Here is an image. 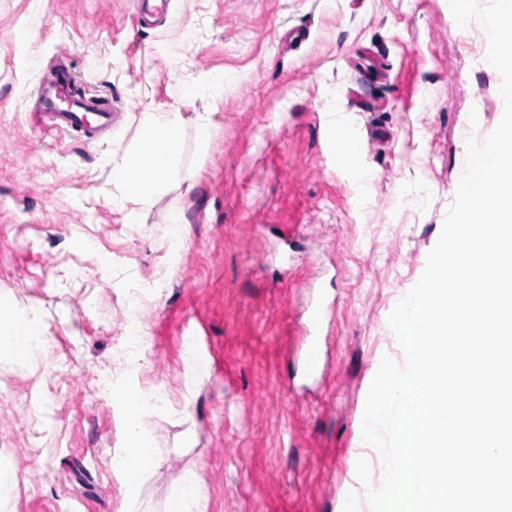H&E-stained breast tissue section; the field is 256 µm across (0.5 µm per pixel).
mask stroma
<instances>
[{
	"label": "stroma",
	"instance_id": "obj_1",
	"mask_svg": "<svg viewBox=\"0 0 512 512\" xmlns=\"http://www.w3.org/2000/svg\"><path fill=\"white\" fill-rule=\"evenodd\" d=\"M137 14L136 0H0V312L45 327L27 362L0 344V469L14 481L0 512H123L127 422L95 391L103 373L172 397L174 413L145 423L160 456L145 512L190 467L206 512H370L356 462L376 481L384 461L362 439L366 397L383 356L405 361L388 318L425 269L468 140L504 113L485 31L459 27L448 0H169L145 27ZM62 52L86 94L124 113L94 142L32 127ZM218 72L217 107L184 95L183 79ZM150 110L179 114L184 147L169 198L132 226L110 171ZM207 111L218 134L203 151ZM173 200L186 218L174 265L161 222ZM136 286L153 291L136 311L139 374L121 361ZM187 336L197 359L221 358L195 383ZM313 339L309 372L298 351Z\"/></svg>",
	"mask_w": 512,
	"mask_h": 512
}]
</instances>
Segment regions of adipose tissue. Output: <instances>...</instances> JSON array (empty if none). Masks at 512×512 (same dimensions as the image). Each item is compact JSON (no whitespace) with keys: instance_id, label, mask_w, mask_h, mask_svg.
Returning <instances> with one entry per match:
<instances>
[{"instance_id":"obj_1","label":"adipose tissue","mask_w":512,"mask_h":512,"mask_svg":"<svg viewBox=\"0 0 512 512\" xmlns=\"http://www.w3.org/2000/svg\"><path fill=\"white\" fill-rule=\"evenodd\" d=\"M141 134L135 148L112 163V183L123 201L132 205L125 221H139L137 206H146L167 196L174 180V166L182 146V126L177 113L146 112L140 119ZM44 341L38 319L25 313L0 316V343L8 344L16 361H26ZM121 406L128 420L127 446L117 460L128 497L126 512H139L140 493L158 464L157 453L146 436L144 425L149 406L137 390L124 392ZM204 487L195 468L182 473L168 499L165 512H205Z\"/></svg>"}]
</instances>
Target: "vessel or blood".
Masks as SVG:
<instances>
[{
	"mask_svg": "<svg viewBox=\"0 0 512 512\" xmlns=\"http://www.w3.org/2000/svg\"><path fill=\"white\" fill-rule=\"evenodd\" d=\"M121 116L109 100L81 94L72 71L63 63L42 80L32 114L37 130L74 132L89 140L111 130Z\"/></svg>",
	"mask_w": 512,
	"mask_h": 512,
	"instance_id": "vessel-or-blood-1",
	"label": "vessel or blood"
}]
</instances>
